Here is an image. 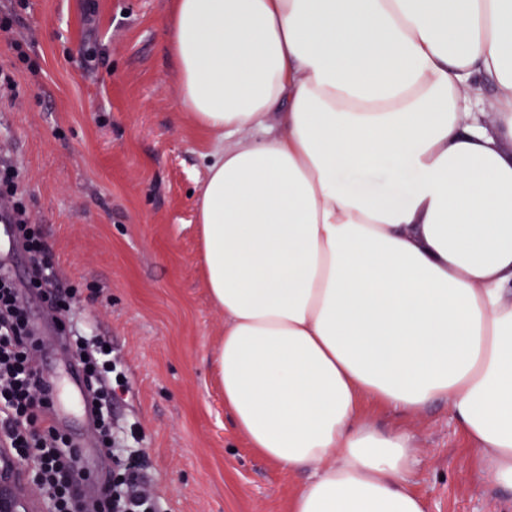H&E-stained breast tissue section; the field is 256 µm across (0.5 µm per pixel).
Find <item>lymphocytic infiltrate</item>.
I'll return each mask as SVG.
<instances>
[{"instance_id": "lymphocytic-infiltrate-1", "label": "lymphocytic infiltrate", "mask_w": 512, "mask_h": 512, "mask_svg": "<svg viewBox=\"0 0 512 512\" xmlns=\"http://www.w3.org/2000/svg\"><path fill=\"white\" fill-rule=\"evenodd\" d=\"M0 189L14 199L0 217L17 227L16 244L35 267L34 279L21 286L9 267L0 266V444L8 448L11 460L25 464L51 512H168L164 499L152 489L149 462L140 447L141 430L135 425L120 427L112 418L119 396L129 390L127 376L112 356L110 341L89 337L66 323L77 292L61 286L43 234L30 222L21 171L3 157ZM29 292L57 314V330L78 357L93 403L94 435L112 461L92 496L86 492L90 476L73 437L47 420L52 387L33 368L41 343L26 309Z\"/></svg>"}]
</instances>
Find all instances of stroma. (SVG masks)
Segmentation results:
<instances>
[{"instance_id":"obj_1","label":"stroma","mask_w":512,"mask_h":512,"mask_svg":"<svg viewBox=\"0 0 512 512\" xmlns=\"http://www.w3.org/2000/svg\"><path fill=\"white\" fill-rule=\"evenodd\" d=\"M170 0H0V143L23 170L34 218L73 318L111 341L134 422L169 512H290L311 470L276 466L224 408L215 357L224 315L205 286L195 223L212 142L178 101L167 46ZM364 412L419 448L412 490L427 512H512V490L479 481L448 405L409 416L368 399Z\"/></svg>"}]
</instances>
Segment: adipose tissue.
<instances>
[{
  "label": "adipose tissue",
  "mask_w": 512,
  "mask_h": 512,
  "mask_svg": "<svg viewBox=\"0 0 512 512\" xmlns=\"http://www.w3.org/2000/svg\"><path fill=\"white\" fill-rule=\"evenodd\" d=\"M166 31L223 142L197 224L224 407L314 468L290 512H426L368 397L447 404L512 490V0H172ZM383 170L401 198L349 179Z\"/></svg>",
  "instance_id": "obj_1"
}]
</instances>
